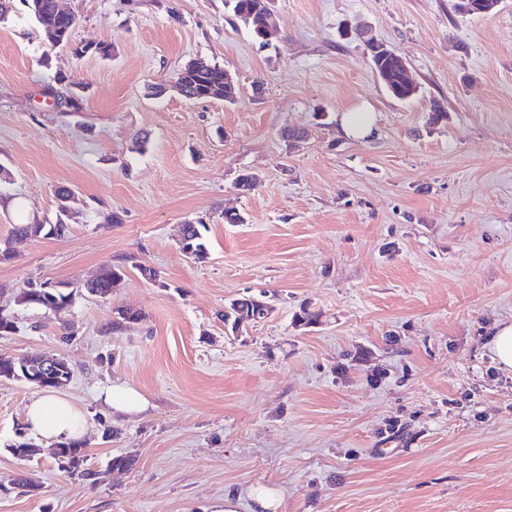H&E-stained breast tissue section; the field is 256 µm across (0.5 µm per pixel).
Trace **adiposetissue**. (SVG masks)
<instances>
[{
    "label": "adipose tissue",
    "mask_w": 512,
    "mask_h": 512,
    "mask_svg": "<svg viewBox=\"0 0 512 512\" xmlns=\"http://www.w3.org/2000/svg\"><path fill=\"white\" fill-rule=\"evenodd\" d=\"M24 422L29 433L57 442L79 437L87 427L81 409L65 395L53 391L28 404Z\"/></svg>",
    "instance_id": "adipose-tissue-1"
}]
</instances>
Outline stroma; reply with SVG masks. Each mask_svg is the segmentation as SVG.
Returning <instances> with one entry per match:
<instances>
[{
  "instance_id": "35a3bbf8",
  "label": "stroma",
  "mask_w": 512,
  "mask_h": 512,
  "mask_svg": "<svg viewBox=\"0 0 512 512\" xmlns=\"http://www.w3.org/2000/svg\"><path fill=\"white\" fill-rule=\"evenodd\" d=\"M59 2L67 47L25 0L0 23V307L17 325L0 354L67 360L100 477L59 468L43 438L15 457L40 391L0 378V512H222L228 491L250 512L257 485L282 489L283 512H512V370L489 349L512 321V0H274L265 45L226 0ZM361 28L406 60L416 97L377 79ZM99 42L111 58L73 53ZM194 59L234 77L235 103L173 91ZM363 107L374 132L345 136L340 115ZM59 217L64 238L11 237ZM198 220L202 261L180 249ZM117 265L111 298L15 302L28 281L75 288ZM246 293L273 311L235 334L222 313ZM125 305L144 319L117 323ZM305 307L318 322H297ZM115 382L147 409L112 419L98 393ZM118 455L134 465L109 469ZM29 10L36 22L43 28L44 35L52 46H66L69 43L71 32L76 19L71 13H55L56 0H26ZM50 15L55 19L51 26L44 21V16Z\"/></svg>"
}]
</instances>
